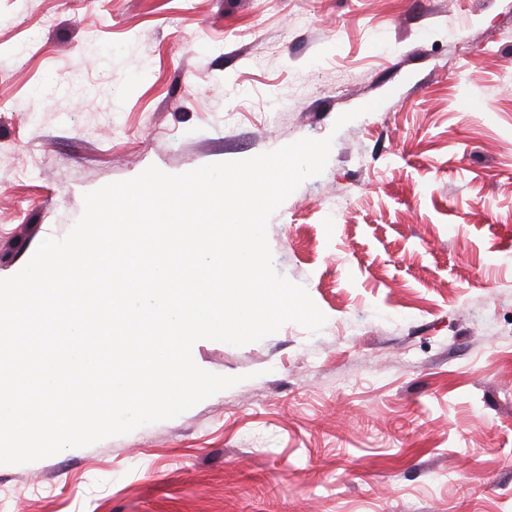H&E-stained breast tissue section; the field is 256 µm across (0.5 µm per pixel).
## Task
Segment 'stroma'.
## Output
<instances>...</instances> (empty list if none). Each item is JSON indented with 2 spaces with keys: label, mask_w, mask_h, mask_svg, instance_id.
Instances as JSON below:
<instances>
[{
  "label": "stroma",
  "mask_w": 512,
  "mask_h": 512,
  "mask_svg": "<svg viewBox=\"0 0 512 512\" xmlns=\"http://www.w3.org/2000/svg\"><path fill=\"white\" fill-rule=\"evenodd\" d=\"M327 137L267 226L324 326L198 340L239 384L0 512H512V0H0V278L106 184Z\"/></svg>",
  "instance_id": "obj_1"
}]
</instances>
